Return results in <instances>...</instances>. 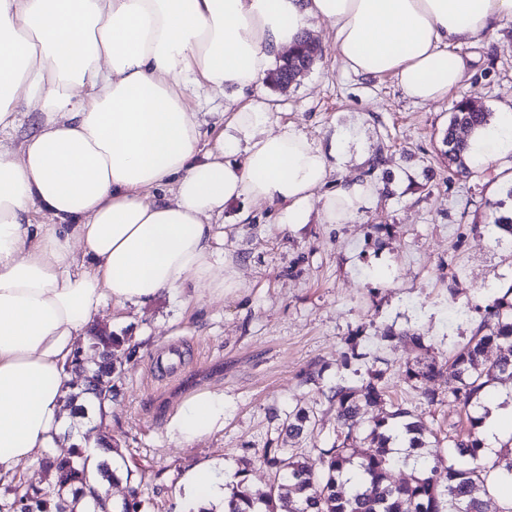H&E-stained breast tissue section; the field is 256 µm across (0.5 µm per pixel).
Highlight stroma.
<instances>
[{"mask_svg":"<svg viewBox=\"0 0 512 512\" xmlns=\"http://www.w3.org/2000/svg\"><path fill=\"white\" fill-rule=\"evenodd\" d=\"M308 34L322 56L289 88H258L279 123H292L324 143L336 132L347 158L325 186L367 182L372 195L346 224H328L313 210L297 230L278 222L279 206L253 204L239 222L241 203L224 208V256L242 272L240 287L211 294L186 286L143 306H106L98 327L123 340L115 352L112 411L104 426L129 482H115L114 501L137 487L143 512H193L182 479L194 466L222 468L236 480L243 459L262 454L289 412L308 410L314 433L287 440L292 453L330 447L336 419L326 394L336 384L358 386L383 373L386 396L366 416L400 404L431 429L429 458H450L451 441L467 429L464 412L448 399V378L434 377L439 400L427 403L404 380L406 363H445L480 320L479 306L512 284V248L497 244L486 201L512 207V169L473 168L449 175L442 133L454 100L466 97L497 112L512 106V18L493 34L457 46L469 62L447 98L417 103L390 74L344 71L329 23ZM202 123L200 149L214 145L213 113L223 95L190 88ZM394 337H385V330ZM418 333L422 349L400 343ZM224 395V423L188 445L169 435L172 417L202 391Z\"/></svg>","mask_w":512,"mask_h":512,"instance_id":"1","label":"stroma"}]
</instances>
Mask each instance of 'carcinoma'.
Here are the masks:
<instances>
[{"label":"carcinoma","mask_w":512,"mask_h":512,"mask_svg":"<svg viewBox=\"0 0 512 512\" xmlns=\"http://www.w3.org/2000/svg\"><path fill=\"white\" fill-rule=\"evenodd\" d=\"M490 121L491 113L475 108L464 97L453 104L442 138L449 170L460 176L470 174L467 164L470 145L460 132L484 129ZM487 206L492 209L495 229L508 236L506 240L497 237V243L505 242L512 248V211L500 212L499 202H489ZM481 312L482 319L473 335L448 365V376L454 382L449 398L466 411L470 424L465 435L452 440L453 453L460 459L473 461L472 466H446L440 458L433 462L423 458L418 475L411 481H390L389 471L394 465L392 440L398 431H403L408 435L407 456H412L414 451L424 448V422L403 407L372 418L368 436L378 447L364 453L358 448L361 433L357 432L363 407L382 402L383 390L372 380L359 387L338 384L327 395L339 424L331 447L316 449L317 458L312 462L290 454L273 439L268 441L260 462L275 472V482L264 492H254L246 484L247 468L238 470L231 512H278L284 503L288 504V512H486L484 497L488 493L490 473L512 477V448L499 454L492 464L483 463L484 443L478 432L484 419L480 413L481 396L501 376L512 377V284ZM120 345L119 337L110 334L92 340L83 353L88 377L96 379L104 375L102 354ZM493 347L499 356L488 364L486 354ZM438 373L440 369L433 363L405 366V378L424 389V399L429 404L437 401L428 383ZM65 402L73 415L83 417L98 404L95 395L85 387L67 394ZM285 431L290 438L313 432L310 414L302 410L288 414ZM42 463L54 473V483L44 488L20 483L12 488L10 499L0 502V509L9 512L16 504L25 503L30 512H75L73 504L85 498L87 507L96 512L102 508L97 496L99 487L116 480L111 464L103 460L95 468L97 483H91L87 457L79 448L65 458L47 454ZM351 471L356 472L358 481L348 488L345 475Z\"/></svg>","instance_id":"1"}]
</instances>
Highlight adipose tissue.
<instances>
[{
    "label": "adipose tissue",
    "mask_w": 512,
    "mask_h": 512,
    "mask_svg": "<svg viewBox=\"0 0 512 512\" xmlns=\"http://www.w3.org/2000/svg\"><path fill=\"white\" fill-rule=\"evenodd\" d=\"M506 16L512 0H0V133L16 128L18 103L44 116L18 156L0 151V477L71 423L65 364L105 306H141L191 280L239 287L212 222L226 203L279 205L290 229L308 223L314 200L331 224L365 203L359 182L322 191L344 135L323 146L275 125L267 101L235 102L313 21L333 27L346 71L392 74L428 103L465 73L456 45ZM192 85L232 101L204 152ZM471 158L512 167V108L472 138ZM488 409L492 454L512 436V391ZM223 423V393L205 391L181 404L170 432L190 443ZM184 484L197 502L229 500L211 466Z\"/></svg>",
    "instance_id": "adipose-tissue-1"
}]
</instances>
